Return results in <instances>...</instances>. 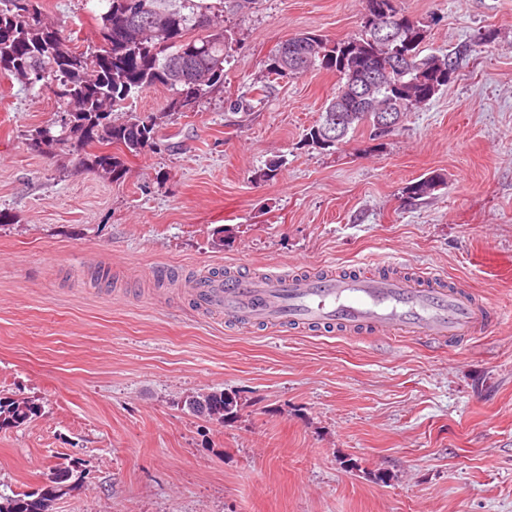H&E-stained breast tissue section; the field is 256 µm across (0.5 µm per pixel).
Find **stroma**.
I'll return each mask as SVG.
<instances>
[{"instance_id": "obj_1", "label": "stroma", "mask_w": 512, "mask_h": 512, "mask_svg": "<svg viewBox=\"0 0 512 512\" xmlns=\"http://www.w3.org/2000/svg\"><path fill=\"white\" fill-rule=\"evenodd\" d=\"M96 36L83 0H42ZM436 17L438 55L490 31L400 128L304 145L338 84L311 70L259 88L278 45L361 27L363 0H259L225 14L224 84L165 115L158 87L115 110L161 114L112 182L26 134L50 91L0 74V395L41 413L0 430V494L63 482L51 512H512V322L460 344L280 335L199 312L180 281L302 261L431 269L512 310V0H398ZM282 160L261 182L257 170ZM443 184L413 201L404 187ZM223 238H216V230ZM235 395L224 422L188 409Z\"/></svg>"}]
</instances>
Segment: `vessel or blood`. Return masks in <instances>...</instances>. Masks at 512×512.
<instances>
[{
  "label": "vessel or blood",
  "mask_w": 512,
  "mask_h": 512,
  "mask_svg": "<svg viewBox=\"0 0 512 512\" xmlns=\"http://www.w3.org/2000/svg\"><path fill=\"white\" fill-rule=\"evenodd\" d=\"M194 284L198 310L242 327L456 341L494 323L491 308L463 287L431 271H400L393 263L349 272L246 273L229 267Z\"/></svg>",
  "instance_id": "vessel-or-blood-1"
}]
</instances>
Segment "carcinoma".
Here are the masks:
<instances>
[{
    "label": "carcinoma",
    "instance_id": "obj_1",
    "mask_svg": "<svg viewBox=\"0 0 512 512\" xmlns=\"http://www.w3.org/2000/svg\"><path fill=\"white\" fill-rule=\"evenodd\" d=\"M207 0H97L102 12L98 21V42L80 47L71 33L38 20L30 23V14L42 16L40 0H0V73L28 83L27 74H41L39 89L52 92L68 124L58 135L36 128L28 135L29 146L40 151L57 145L75 155L80 162L118 182L125 178L126 167L120 154L91 151L96 144L115 146L121 154L137 156L154 143L158 116H134L122 122L112 120V112L129 97L158 86L171 92L167 108L171 112H193L209 89L224 81L228 36L220 22L222 5ZM378 10H387L400 19L396 37L373 34L362 24L360 31L343 39H328L305 33L306 46L285 53L287 59L303 56L299 65H288L284 73L268 63L267 78L275 80L326 70L339 76V85L326 103L319 121L308 129L305 144L327 150L361 127H373L376 113L346 92L353 81L369 77L393 54L402 55L401 68L393 70L386 82L375 86V106H392L405 116L427 104L450 84L448 72H457L463 62L491 41L487 32L476 41L456 47L447 54L422 55L420 45L426 38V24L401 12L397 0H370ZM170 23L140 35L139 24L159 14ZM342 109L346 121L340 135L331 142L320 140L316 129L336 124L334 110ZM443 183L439 174L422 178L403 188L407 198L430 196ZM236 397L215 391L203 400H188V406L208 417L224 422L233 414ZM41 407L27 398L0 397V429L15 428L38 416ZM57 487L37 492L0 496V512H49Z\"/></svg>",
    "mask_w": 512,
    "mask_h": 512
}]
</instances>
